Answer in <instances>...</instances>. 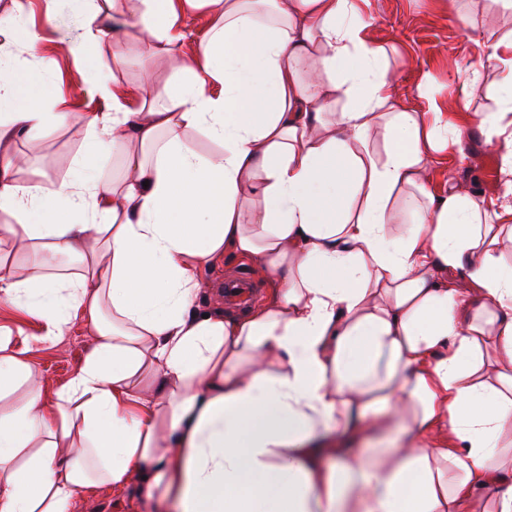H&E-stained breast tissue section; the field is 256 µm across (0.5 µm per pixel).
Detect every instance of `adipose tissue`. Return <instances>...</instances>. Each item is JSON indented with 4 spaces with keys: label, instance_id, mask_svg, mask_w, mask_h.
<instances>
[{
    "label": "adipose tissue",
    "instance_id": "adipose-tissue-1",
    "mask_svg": "<svg viewBox=\"0 0 512 512\" xmlns=\"http://www.w3.org/2000/svg\"><path fill=\"white\" fill-rule=\"evenodd\" d=\"M192 2L87 19L88 40L137 28L173 58L136 112L45 111L0 55V299L46 341L77 316L96 333L53 400L0 338V512H71L103 484L179 512H512V199L426 189L462 133L435 97L401 104L370 0H213L187 54ZM491 50L500 109L479 125L512 185V33ZM70 122L75 175L18 183L17 135ZM110 155L119 177H83ZM19 245L83 271L18 276ZM237 258L263 303L202 312L208 270ZM215 7L211 2H201V6L179 14V24L186 35L185 50L197 47L207 32L211 11Z\"/></svg>",
    "mask_w": 512,
    "mask_h": 512
}]
</instances>
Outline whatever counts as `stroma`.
<instances>
[{
  "mask_svg": "<svg viewBox=\"0 0 512 512\" xmlns=\"http://www.w3.org/2000/svg\"><path fill=\"white\" fill-rule=\"evenodd\" d=\"M29 21L43 35L40 54L52 59L48 76H40L35 59L18 52L20 66L29 68L40 83L45 106L71 112H108L113 101L123 110H134L139 102L130 90L140 83L144 71L166 81L165 62L153 55L152 45L136 30L102 42L86 40L81 20L70 8H61L52 23H45L40 0H23ZM368 36L385 48L391 73L405 103L419 108L425 95L445 100L453 84L471 81L468 107L449 108L448 125L463 131L460 145L432 157L427 187L446 192L449 179L465 183L471 192L504 193L500 159L478 127V116L497 108L498 63L491 56V43L512 32V12L495 0H371L364 16ZM123 54L127 64L116 72L109 87L115 99L96 92L95 78L112 66L114 54ZM84 132L63 126L37 147L18 139L16 154L24 161L16 171L19 182L42 177L58 181L69 177L73 160L83 147ZM45 325L19 308L0 302V336L10 339L14 352L36 366V377L46 398H56L80 369L93 344L91 326L84 318L72 321L64 338L53 344L40 343ZM72 512H144L137 489L103 486L78 491Z\"/></svg>",
  "mask_w": 512,
  "mask_h": 512,
  "instance_id": "obj_1",
  "label": "stroma"
}]
</instances>
